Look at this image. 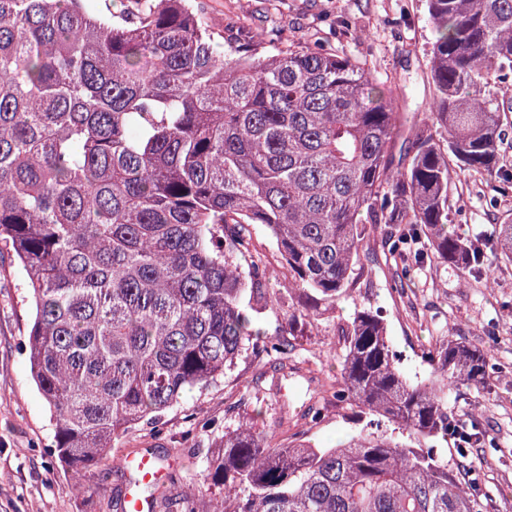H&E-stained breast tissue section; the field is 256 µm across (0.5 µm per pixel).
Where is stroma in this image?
I'll use <instances>...</instances> for the list:
<instances>
[{
  "instance_id": "stroma-1",
  "label": "stroma",
  "mask_w": 512,
  "mask_h": 512,
  "mask_svg": "<svg viewBox=\"0 0 512 512\" xmlns=\"http://www.w3.org/2000/svg\"><path fill=\"white\" fill-rule=\"evenodd\" d=\"M219 46L232 32L248 29L265 38H288L341 48L370 60L385 92L396 97L409 124L424 117L430 99L427 80L435 30L422 0H198ZM496 101L505 108L502 157L497 170L453 172L448 220L486 254L499 248L491 231L512 224V79ZM364 269L350 295L321 312L313 335L296 337L299 373L271 391L272 372L264 355L245 351L207 388L190 392L170 409L161 427L139 425L123 438L120 451L152 452L174 463L191 491L206 460L225 432L243 418L317 448L343 443L355 426L345 411L326 414L318 423L295 424L303 401L314 396L319 380L339 373L342 356H329L356 306L379 308L409 378L422 379L428 368L424 350L446 339L483 348L495 369L489 385L459 388L451 407L461 420L478 418L484 442L472 448L468 469L477 475L476 492L493 512H512V265L500 264L489 277L462 276L441 262L427 242L390 250L374 227H367L361 256ZM28 292L11 251L0 246V512H116L113 499L129 475L113 469L91 493L71 489L70 475L50 457V415L30 372L25 349L30 327Z\"/></svg>"
}]
</instances>
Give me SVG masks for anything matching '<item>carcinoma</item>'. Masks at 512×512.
<instances>
[{"instance_id": "carcinoma-1", "label": "carcinoma", "mask_w": 512, "mask_h": 512, "mask_svg": "<svg viewBox=\"0 0 512 512\" xmlns=\"http://www.w3.org/2000/svg\"><path fill=\"white\" fill-rule=\"evenodd\" d=\"M428 123L405 122L365 61L253 36L219 53L194 0H0V242L29 290L25 347L53 421L52 453L91 492L112 448L159 425L184 395L252 349L288 365L260 327L278 304L250 261L261 228L283 263L288 335L349 294L365 225L422 232L461 272L512 263V224L490 259L448 224L451 173H493L502 118L490 91L512 74V0H425ZM343 368L319 388L358 429L337 448L275 444L250 419L224 433L189 493L155 512H484L444 445L449 399L492 379L480 347L446 340L408 379L380 310L343 329Z\"/></svg>"}]
</instances>
